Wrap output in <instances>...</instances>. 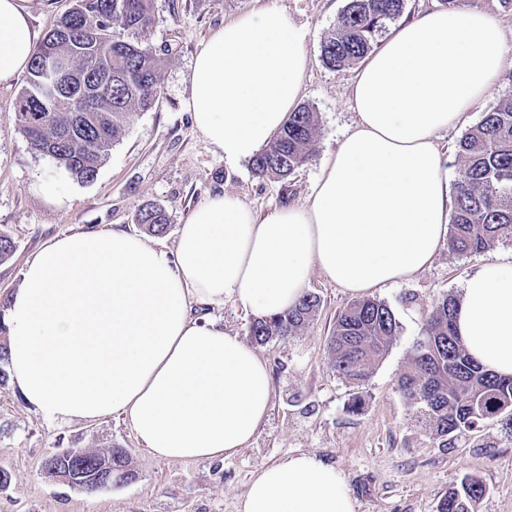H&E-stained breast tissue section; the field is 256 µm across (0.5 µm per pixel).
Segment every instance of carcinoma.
Returning a JSON list of instances; mask_svg holds the SVG:
<instances>
[{"label":"carcinoma","mask_w":512,"mask_h":512,"mask_svg":"<svg viewBox=\"0 0 512 512\" xmlns=\"http://www.w3.org/2000/svg\"><path fill=\"white\" fill-rule=\"evenodd\" d=\"M404 8V0H348L321 47L323 64L336 72L363 60L378 36ZM155 20L154 0H74L73 10L47 34L56 55L72 69L47 75L37 46L17 102V128L38 154L85 183L94 181L112 146L125 133L134 110L150 109L158 96V73L165 58L145 41ZM318 116L303 106L252 161L259 177L286 179L312 156ZM458 179L448 252L467 255L500 240L512 239V96L501 99L482 120L469 127L457 144ZM138 223L149 233H164L163 208L147 205ZM321 304L305 293L288 312L255 318L249 336L260 344L302 331ZM459 301L437 302L413 344L409 371L398 380L404 398L416 407L436 438L444 441L502 416L512 433V377L484 370L466 353L456 336ZM399 323L385 303L362 298L336 318L328 353L340 377L366 381L374 365L397 336ZM10 379L8 336L0 312V386ZM120 488L135 476L132 457L116 446L101 450L73 448L67 463L95 470L105 459ZM485 486L466 478L448 491L438 512H474Z\"/></svg>","instance_id":"carcinoma-1"}]
</instances>
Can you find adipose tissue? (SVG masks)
Masks as SVG:
<instances>
[{
    "label": "adipose tissue",
    "mask_w": 512,
    "mask_h": 512,
    "mask_svg": "<svg viewBox=\"0 0 512 512\" xmlns=\"http://www.w3.org/2000/svg\"><path fill=\"white\" fill-rule=\"evenodd\" d=\"M305 40L270 7L199 45L186 108L225 162L253 159L296 106ZM36 47L29 0H0V84L28 71ZM507 52L486 13L431 10L359 68L355 126L304 204L261 215L215 194L188 214L171 252L117 228L50 239L0 316L17 394L53 425L120 413L159 460L224 459L247 447L270 409L268 366L223 323L193 316L192 304L231 298L278 316L313 270L361 297L428 266L451 209L434 135L484 100ZM456 330L475 361L512 376V260L467 277ZM238 509L357 512V501L335 467L299 453L261 468Z\"/></svg>",
    "instance_id": "ef3b65f1"
}]
</instances>
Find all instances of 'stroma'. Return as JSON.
Wrapping results in <instances>:
<instances>
[{"label":"stroma","mask_w":512,"mask_h":512,"mask_svg":"<svg viewBox=\"0 0 512 512\" xmlns=\"http://www.w3.org/2000/svg\"><path fill=\"white\" fill-rule=\"evenodd\" d=\"M346 4L155 0V23L146 39L166 58L158 73L159 99L152 109L134 111L125 136L90 183L62 175L52 160L31 149L16 130L22 84L0 85V230L16 243L14 255L0 263V296L16 292L26 260L49 239L108 227L143 233L136 216L149 203L165 210L168 229L155 241L171 250L180 224L211 194L235 195L259 212L306 202L322 164L357 119L351 99L355 69L332 71L320 59L321 45ZM267 6L285 10L306 33L309 67L299 103L311 107L319 123L311 159L284 181L257 177L247 161L225 164L196 133L184 107L200 42L237 16ZM509 95L512 52L486 99L467 113L462 126L435 136L448 159L449 180L457 178L454 156L465 128ZM55 177L71 197L62 208L31 190L37 180ZM511 255L510 241L463 256L449 254L443 245L412 278L374 289L372 298L391 308L400 331L359 386L337 375L327 349L337 314L354 298L313 272L308 290L320 296L321 306L299 334L258 346L273 377L272 406L250 445L224 460L161 461L118 415L55 426L31 411L13 386L0 388V467L12 475L0 489V512H238L258 471L296 453L316 455L340 471L358 512H437L440 500L467 477L486 487L475 512H512V434L502 421L486 420L445 442L433 438L397 388L435 303L461 296L465 279L484 261ZM356 397L362 408L354 414L348 405ZM114 445L130 449L136 471L122 488L86 492L46 481L40 473L50 452Z\"/></svg>","instance_id":"1"}]
</instances>
